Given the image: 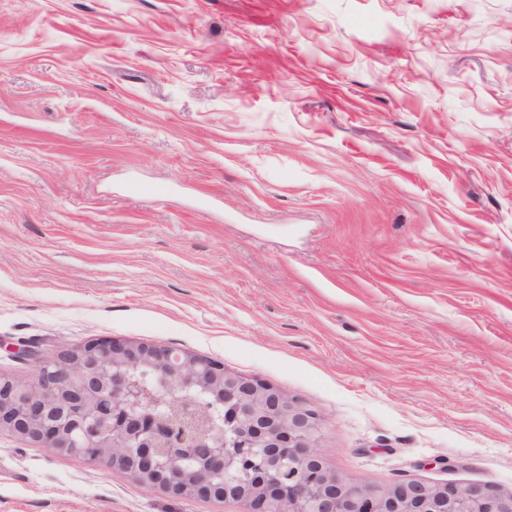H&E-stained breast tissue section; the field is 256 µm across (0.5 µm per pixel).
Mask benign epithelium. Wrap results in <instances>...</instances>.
Returning <instances> with one entry per match:
<instances>
[{"label":"benign epithelium","instance_id":"benign-epithelium-1","mask_svg":"<svg viewBox=\"0 0 512 512\" xmlns=\"http://www.w3.org/2000/svg\"><path fill=\"white\" fill-rule=\"evenodd\" d=\"M35 378L0 376V430L178 497L224 495L240 512H512V492L418 480L371 488L326 466L320 419L256 378L171 346L94 340L52 360L20 343ZM150 367L187 416L224 410V425L173 426L131 376Z\"/></svg>","mask_w":512,"mask_h":512}]
</instances>
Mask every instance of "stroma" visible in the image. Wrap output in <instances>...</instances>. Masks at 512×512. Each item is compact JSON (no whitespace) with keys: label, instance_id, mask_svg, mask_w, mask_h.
I'll list each match as a JSON object with an SVG mask.
<instances>
[{"label":"stroma","instance_id":"35a3bbf8","mask_svg":"<svg viewBox=\"0 0 512 512\" xmlns=\"http://www.w3.org/2000/svg\"><path fill=\"white\" fill-rule=\"evenodd\" d=\"M105 337L360 485L512 492V0H0V373ZM0 512L238 506L0 432Z\"/></svg>","mask_w":512,"mask_h":512}]
</instances>
